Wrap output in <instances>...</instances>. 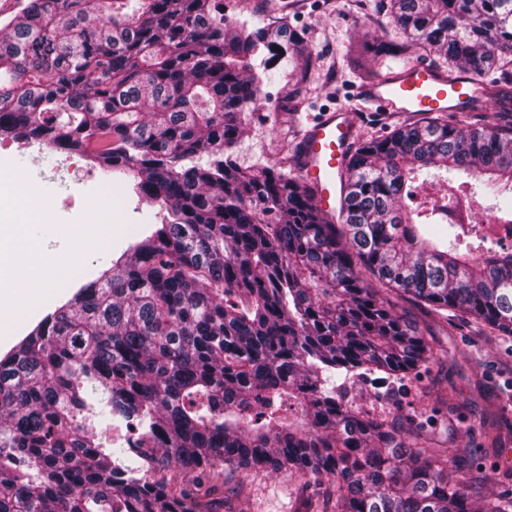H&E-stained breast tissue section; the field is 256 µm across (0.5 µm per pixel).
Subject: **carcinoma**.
Returning a JSON list of instances; mask_svg holds the SVG:
<instances>
[{
    "label": "carcinoma",
    "mask_w": 512,
    "mask_h": 512,
    "mask_svg": "<svg viewBox=\"0 0 512 512\" xmlns=\"http://www.w3.org/2000/svg\"><path fill=\"white\" fill-rule=\"evenodd\" d=\"M372 78L418 51L485 84L496 111L376 112L336 220L283 166L233 150L284 27L233 28L216 0H26L0 24V136L80 153L163 210L99 277L0 358V512H235L224 471L329 482L307 512H512L481 466L416 417L354 406L344 381L440 358L394 293L512 336V253L412 188L490 199L512 225V0H382ZM399 39L392 38V33ZM474 243L460 248L461 239ZM135 431L112 447V422Z\"/></svg>",
    "instance_id": "1"
}]
</instances>
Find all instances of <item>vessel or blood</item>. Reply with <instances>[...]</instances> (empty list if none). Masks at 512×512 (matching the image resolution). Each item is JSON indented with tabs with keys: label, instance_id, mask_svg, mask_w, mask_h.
I'll use <instances>...</instances> for the list:
<instances>
[{
	"label": "vessel or blood",
	"instance_id": "1",
	"mask_svg": "<svg viewBox=\"0 0 512 512\" xmlns=\"http://www.w3.org/2000/svg\"><path fill=\"white\" fill-rule=\"evenodd\" d=\"M481 81L454 77L425 63H413L356 87L347 104L323 111L298 136L299 166L319 210H336L337 173L342 172L355 131L354 114L363 107L378 112H469Z\"/></svg>",
	"mask_w": 512,
	"mask_h": 512
}]
</instances>
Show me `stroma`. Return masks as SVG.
<instances>
[{
	"mask_svg": "<svg viewBox=\"0 0 512 512\" xmlns=\"http://www.w3.org/2000/svg\"><path fill=\"white\" fill-rule=\"evenodd\" d=\"M379 0H300L297 8L281 19L290 32L302 37L313 56L303 67L291 52L262 53L250 62L261 74L262 89L278 104L273 112H249L234 158L244 168L287 164L297 169V141L302 124L313 118L316 108L337 102L360 80L351 60L366 54L377 29L365 26L364 14L375 12ZM306 74L299 98L290 90L299 74ZM62 155L26 149L14 140L0 137V163L23 169L34 186L50 197L52 214L60 221L80 219L90 194L111 189L125 227L106 249L90 255L81 270L80 282L95 280L108 268L114 252L125 249L135 230H147L150 207H138L129 180L119 182L99 168L85 166L82 183L58 186L46 181L44 172L59 167ZM444 354L418 372L395 380L388 396H378L374 386L351 384L346 396L353 405L376 414L416 415L427 419L437 442L459 450V463L470 467L475 448L483 442L486 409L496 404L504 417L505 441L488 449L484 479L495 490L512 489V339L484 335L474 323L458 321L433 330ZM244 497L236 499V512H304L307 499L322 494L325 483L309 475L259 473L250 478Z\"/></svg>",
	"mask_w": 512,
	"mask_h": 512,
	"instance_id": "stroma-1",
	"label": "stroma"
}]
</instances>
